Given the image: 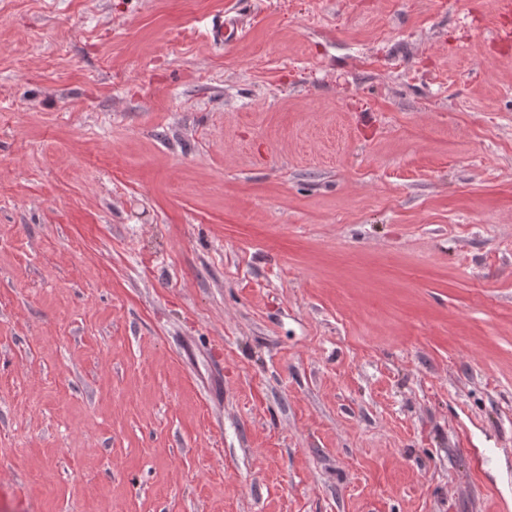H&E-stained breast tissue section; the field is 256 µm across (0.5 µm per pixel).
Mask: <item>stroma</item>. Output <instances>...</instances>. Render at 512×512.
Wrapping results in <instances>:
<instances>
[{
  "mask_svg": "<svg viewBox=\"0 0 512 512\" xmlns=\"http://www.w3.org/2000/svg\"><path fill=\"white\" fill-rule=\"evenodd\" d=\"M500 29L0 0V512H512ZM241 29L242 23L238 19L225 18L209 24L207 36L218 44L230 43L237 38Z\"/></svg>",
  "mask_w": 512,
  "mask_h": 512,
  "instance_id": "stroma-1",
  "label": "stroma"
}]
</instances>
